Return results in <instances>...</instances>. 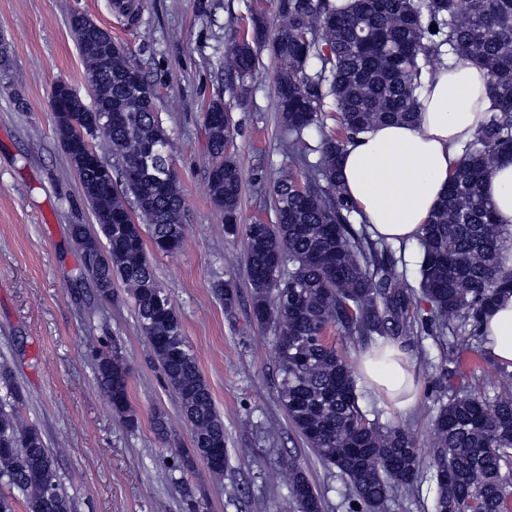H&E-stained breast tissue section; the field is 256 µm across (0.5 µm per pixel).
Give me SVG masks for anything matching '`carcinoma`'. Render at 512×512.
<instances>
[{
    "instance_id": "1",
    "label": "carcinoma",
    "mask_w": 512,
    "mask_h": 512,
    "mask_svg": "<svg viewBox=\"0 0 512 512\" xmlns=\"http://www.w3.org/2000/svg\"><path fill=\"white\" fill-rule=\"evenodd\" d=\"M279 27L272 51L279 62L276 106L288 131V152L306 163L303 184L293 168L269 178L276 223L237 224L242 171L226 152L236 130L224 102L205 114L212 163V201L224 211L228 235L243 232L246 272L257 323L276 329L273 343L278 392L293 427L322 466L350 484L358 512H380L397 495L413 489L423 472V454L414 434L375 418L360 406L354 370L333 334L376 348L398 342L406 331L400 314L410 295L386 257L352 229L355 206L337 177L338 157L361 133L390 122H411L419 112L422 78L439 67L470 63L486 69L493 102L490 115L461 149L446 194L418 239L421 261L418 293L429 304L422 329L437 341L452 334L448 359L457 346L480 335L481 316L512 275H501L500 253L512 235L494 223L483 185L495 164L512 155V0H277ZM83 14L71 15L79 36L92 104L74 92V105L53 113L60 144L77 173L98 225L71 233L98 296L114 301L123 283L153 358L180 399L192 432L193 456H222L208 465L215 476L228 466L224 419L182 323L159 284L146 240L159 253L183 245L184 198L172 170V142L156 111L154 92L134 85L138 66L126 49L101 27L89 28ZM435 29H430V26ZM255 38L232 42L224 66L240 82L253 77L258 49L265 42L264 20H254ZM335 103L336 128L321 132L316 147L305 131L321 124L325 100ZM105 142L111 157L102 155ZM318 153L307 162L309 151ZM96 155L108 168L136 172L122 183L87 164ZM133 196L137 212L128 208ZM224 306L239 299L235 282L216 285ZM99 385L113 411L130 429L139 418L129 400V368L117 345L96 350ZM0 385V512H71L69 495L58 480L55 459L39 429L27 422L23 396L4 368ZM494 395L471 393L440 403L432 424L436 459L435 512H512L503 467L512 461V374L490 382ZM286 489L298 512H323L321 497L297 463L286 466Z\"/></svg>"
}]
</instances>
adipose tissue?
I'll return each mask as SVG.
<instances>
[{"instance_id": "adipose-tissue-1", "label": "adipose tissue", "mask_w": 512, "mask_h": 512, "mask_svg": "<svg viewBox=\"0 0 512 512\" xmlns=\"http://www.w3.org/2000/svg\"><path fill=\"white\" fill-rule=\"evenodd\" d=\"M488 84L487 72L478 67H440L424 85L416 123L377 126L344 149L339 180L373 239L402 244L422 235L461 148L487 118ZM483 192L499 224L512 231L511 158L499 161ZM481 331L491 358L512 369V292L503 293L484 313ZM359 371L394 408L402 411L414 404L411 365L400 345H388L381 360L362 355Z\"/></svg>"}]
</instances>
